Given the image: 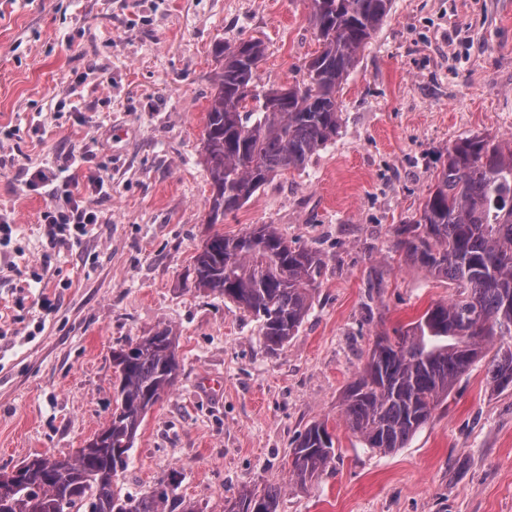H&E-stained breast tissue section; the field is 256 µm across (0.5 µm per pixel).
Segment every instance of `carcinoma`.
<instances>
[{"mask_svg": "<svg viewBox=\"0 0 512 512\" xmlns=\"http://www.w3.org/2000/svg\"><path fill=\"white\" fill-rule=\"evenodd\" d=\"M391 0H310L320 51L306 79L269 99L259 83L265 47L247 41L218 53L214 94L203 145L212 195L208 223L221 224L270 178L299 168L340 127L336 93L389 11ZM257 103L247 109L248 101ZM405 259L456 285L397 336L380 337L362 374L346 388L342 413L365 447L392 453L448 399L454 383L490 349V386L512 388V147L474 137L448 149V163L412 223L397 229ZM319 255L297 250L262 224L240 235L216 232L197 254L198 288L223 297L261 324L264 346L276 352L297 334L311 307ZM118 373L115 408L99 442L47 469L35 457L17 468L18 482L0 512H194L182 506L174 480L140 497L122 493L116 477L128 465L147 412L175 385L181 365L177 337L164 326L112 354ZM289 480L301 487L335 461L332 434L312 423L291 449ZM282 486L246 491L228 512H277Z\"/></svg>", "mask_w": 512, "mask_h": 512, "instance_id": "cac0c4a2", "label": "carcinoma"}]
</instances>
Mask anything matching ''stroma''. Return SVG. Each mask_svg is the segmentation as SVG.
I'll return each mask as SVG.
<instances>
[{
  "mask_svg": "<svg viewBox=\"0 0 512 512\" xmlns=\"http://www.w3.org/2000/svg\"><path fill=\"white\" fill-rule=\"evenodd\" d=\"M252 39L273 88L302 80L319 49L307 0H0V212L17 225L0 245V473L82 448L111 416L113 351L166 325L183 371L138 431L123 493L174 473L197 512L273 481L278 512H512V390L490 387L486 362L396 453L365 448L341 413L377 337L454 293L401 259L396 229L455 142L512 140V0H392L336 95L335 140L216 226L201 145L215 50ZM63 152L107 190L90 199L98 224L51 250V200L26 171ZM256 224L323 261L275 354L193 278L210 235ZM45 256L49 275L26 287ZM314 422L336 460L300 487L290 452Z\"/></svg>",
  "mask_w": 512,
  "mask_h": 512,
  "instance_id": "stroma-1",
  "label": "stroma"
}]
</instances>
